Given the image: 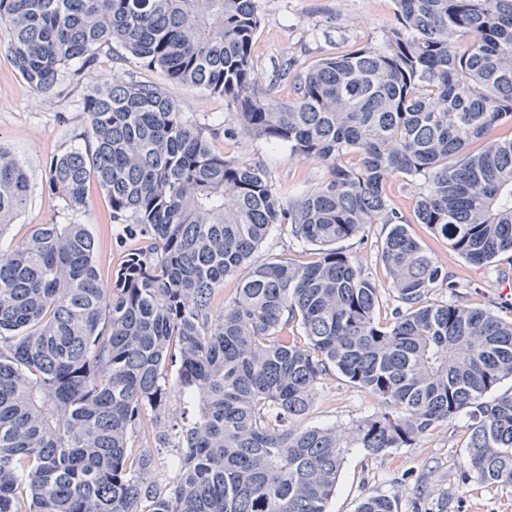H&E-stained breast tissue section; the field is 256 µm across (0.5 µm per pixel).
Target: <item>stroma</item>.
<instances>
[{"instance_id":"obj_1","label":"stroma","mask_w":512,"mask_h":512,"mask_svg":"<svg viewBox=\"0 0 512 512\" xmlns=\"http://www.w3.org/2000/svg\"><path fill=\"white\" fill-rule=\"evenodd\" d=\"M259 4L260 26L252 62L254 91L260 96L266 93L282 61L290 59L305 68L341 45L380 46L385 32L395 23L393 0H259ZM104 73L117 82L134 79L161 87L186 117L216 129L212 139L216 151L240 161L263 163L273 184L290 186L294 195H302L328 178L323 164L296 160L286 148H275L256 138L227 136V129L236 125V116L222 97L170 82L121 47L100 54L96 70L80 80L59 78L47 95L23 82L6 48L1 47L0 144L23 161L31 184L27 208L11 229L14 238H23L34 224H86L98 243L102 274L121 265L125 252L118 236L120 227L110 222L108 201L97 184L88 188L86 208L69 212L62 211L43 190L47 163L73 144L76 133L84 129V99ZM410 231L431 252L437 265L462 284L466 304L512 320V294H504L496 270L469 263L425 225L412 223ZM384 234L383 225L369 224L360 237L345 244L383 289L389 286L379 261ZM377 408V400L336 373L319 383L306 422L348 430L354 421ZM470 424L468 416L458 415L422 435L411 447L392 450L377 459L351 449L329 512H356L364 497L377 493L395 497L398 512H512V486L482 483L468 464L465 446Z\"/></svg>"}]
</instances>
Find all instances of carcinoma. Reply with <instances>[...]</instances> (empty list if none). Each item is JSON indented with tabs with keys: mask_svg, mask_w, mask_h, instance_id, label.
I'll use <instances>...</instances> for the list:
<instances>
[{
	"mask_svg": "<svg viewBox=\"0 0 512 512\" xmlns=\"http://www.w3.org/2000/svg\"><path fill=\"white\" fill-rule=\"evenodd\" d=\"M394 2L383 47L299 71L287 60L259 97L258 0H0L30 87L50 92L116 43L223 97L231 134L331 171L296 198L264 164L215 152L211 129L158 86L104 76L84 100L85 149L51 158L44 191L76 211L98 184L137 241L106 279L85 224L4 242L31 185L0 147V512H329L349 449L408 448L462 412L477 478L512 485V389L497 392L512 381V321L427 301L460 284L384 192L421 177L417 223L476 265L512 252V139L491 136L512 123V0ZM367 224L387 227L385 322L380 288L341 246ZM274 230L313 260L252 263ZM244 268L213 313L215 289ZM335 372L380 406L350 439L304 425ZM173 390L191 415L165 413ZM356 512L398 509L373 494Z\"/></svg>",
	"mask_w": 512,
	"mask_h": 512,
	"instance_id": "1",
	"label": "carcinoma"
}]
</instances>
